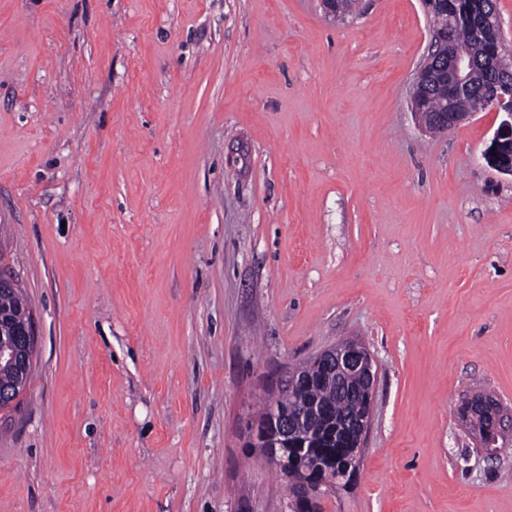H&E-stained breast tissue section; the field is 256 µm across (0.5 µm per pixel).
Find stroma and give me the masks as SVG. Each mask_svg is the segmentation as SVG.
Wrapping results in <instances>:
<instances>
[{
  "label": "stroma",
  "instance_id": "stroma-1",
  "mask_svg": "<svg viewBox=\"0 0 512 512\" xmlns=\"http://www.w3.org/2000/svg\"><path fill=\"white\" fill-rule=\"evenodd\" d=\"M420 0H0V249L37 358L0 512H290L249 445L346 338L373 418L325 512H512V178L409 108ZM466 413V415L461 411ZM460 416L471 430L467 417L473 420L472 435L476 438L481 453L492 456L498 448V441L505 431V422H512V411L506 410L500 403L485 395H472L461 404ZM490 421V424L486 422Z\"/></svg>",
  "mask_w": 512,
  "mask_h": 512
}]
</instances>
